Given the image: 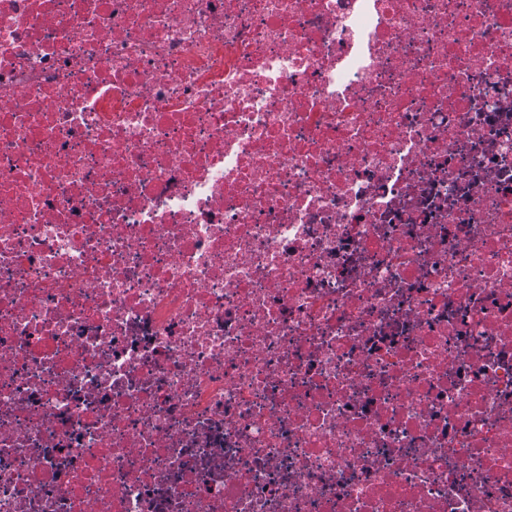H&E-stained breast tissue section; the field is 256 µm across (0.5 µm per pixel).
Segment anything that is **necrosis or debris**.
Listing matches in <instances>:
<instances>
[{"instance_id":"1","label":"necrosis or debris","mask_w":512,"mask_h":512,"mask_svg":"<svg viewBox=\"0 0 512 512\" xmlns=\"http://www.w3.org/2000/svg\"><path fill=\"white\" fill-rule=\"evenodd\" d=\"M0 512H512V0H0Z\"/></svg>"}]
</instances>
